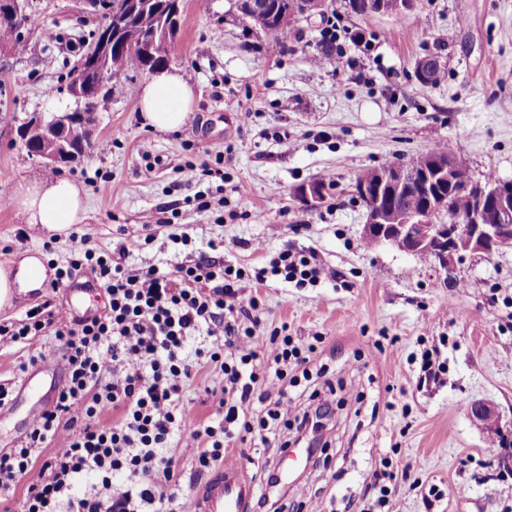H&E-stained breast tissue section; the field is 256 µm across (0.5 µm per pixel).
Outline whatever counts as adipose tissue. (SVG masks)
Listing matches in <instances>:
<instances>
[{
	"label": "adipose tissue",
	"mask_w": 512,
	"mask_h": 512,
	"mask_svg": "<svg viewBox=\"0 0 512 512\" xmlns=\"http://www.w3.org/2000/svg\"><path fill=\"white\" fill-rule=\"evenodd\" d=\"M194 101L193 86L178 71L160 69L140 91L139 112L144 125L174 132L187 124ZM14 200L27 223L53 233L65 232L86 218L81 189L65 177L19 184ZM45 278L46 269L34 256L23 257L8 268L0 267V306L15 294L41 288Z\"/></svg>",
	"instance_id": "ef3b65f1"
}]
</instances>
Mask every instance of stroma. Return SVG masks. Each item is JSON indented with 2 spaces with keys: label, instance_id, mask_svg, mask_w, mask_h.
Returning a JSON list of instances; mask_svg holds the SVG:
<instances>
[{
  "label": "stroma",
  "instance_id": "35a3bbf8",
  "mask_svg": "<svg viewBox=\"0 0 512 512\" xmlns=\"http://www.w3.org/2000/svg\"><path fill=\"white\" fill-rule=\"evenodd\" d=\"M237 0H181L182 25L167 64L193 85L196 99L185 132L143 126L137 87L129 72L123 89L100 101L89 152L58 168L29 156L16 130L29 119L74 109L65 91L69 72L102 22L88 0H27L33 18L25 48L0 44V265L22 256L42 261L56 276L70 257V239L26 224L10 198L18 183L67 177L88 204L78 233L93 247L131 246L127 265L166 270L188 253L237 267L269 263L283 250L310 252L329 275L298 288L268 275L259 294L265 329L287 326L309 344L321 337L314 363L344 404L334 407L324 433L303 432L311 449L306 476L272 488L271 503L301 502L302 512H345L363 499L383 469L404 472L384 512H512V433L489 442L472 422L473 401L493 403L512 420V252L467 259L454 283L433 266L388 244L365 247V209L354 192L357 176L435 147L465 162L475 178L491 173L512 180V0H418L414 11L361 16L347 0H332L324 18L301 21L283 43L244 25ZM346 50L343 66L310 62L329 25ZM439 58L443 78L424 84L419 60ZM232 144L224 192L210 206L184 205L183 167L207 162ZM160 158L145 176L146 157ZM331 176L334 187L316 209L297 190ZM110 178L109 192L94 189ZM243 184L244 195L233 193ZM178 205L174 224L143 229V213ZM187 233L190 245L174 237ZM69 287L43 286L22 305L0 308V321L24 318L51 303L57 319L71 320ZM314 343V342H313ZM432 350L443 372L422 380L421 354ZM28 349L0 335V387L12 404L0 410V451L21 443L31 406L50 407L64 381L28 362ZM218 367L201 369L184 394L187 425L216 411Z\"/></svg>",
  "mask_w": 512,
  "mask_h": 512
}]
</instances>
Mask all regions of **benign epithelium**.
<instances>
[{"label":"benign epithelium","mask_w":512,"mask_h":512,"mask_svg":"<svg viewBox=\"0 0 512 512\" xmlns=\"http://www.w3.org/2000/svg\"><path fill=\"white\" fill-rule=\"evenodd\" d=\"M0 3L7 6L6 12L17 24L20 38H25V0H0ZM415 6V0H377L375 5L367 6L366 13L401 14ZM163 8L169 19L160 23L156 37L145 41L127 32L125 40L131 50L144 56L164 52L171 40V31L180 24V2L168 0ZM113 31L112 27L102 29V37L93 43L71 73L67 93L78 104L91 97L93 78L99 79L108 72ZM39 122L44 139L36 157L48 165L57 166L78 158L70 147L71 141L83 145L89 141L94 113L59 112L43 116ZM458 163L459 160L441 154L431 157L428 166L420 171L411 170L404 163H392L359 175L356 193L367 200L362 238L390 244L412 255L426 253L447 277L454 273L457 263L469 256L512 252V182L472 180L463 188L471 200L469 214L456 220L448 211V196L438 192L436 186L452 183ZM411 189H417L427 197V208L422 214L405 213L382 203L384 199L390 201ZM297 193L304 206L310 209L319 207L328 198V188L316 182L300 187ZM470 417L486 435L502 434V418L492 403L472 402Z\"/></svg>","instance_id":"obj_1"}]
</instances>
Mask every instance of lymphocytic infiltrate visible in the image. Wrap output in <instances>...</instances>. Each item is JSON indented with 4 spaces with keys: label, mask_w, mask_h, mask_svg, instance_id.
I'll return each mask as SVG.
<instances>
[{
    "label": "lymphocytic infiltrate",
    "mask_w": 512,
    "mask_h": 512,
    "mask_svg": "<svg viewBox=\"0 0 512 512\" xmlns=\"http://www.w3.org/2000/svg\"><path fill=\"white\" fill-rule=\"evenodd\" d=\"M70 253L56 286L89 270L108 304L95 316L60 324L36 308L12 327L0 325L28 346L33 365L47 360L38 336L54 332L67 366L53 406L37 415L20 445L0 453V504L25 478L21 512H190L182 471L168 453L174 439L185 435L199 444L202 473L225 462L234 438L285 450L290 425L315 429L330 413L331 398L301 410L288 394L308 376L313 347L277 327L264 351H256L260 300L240 293L245 278L260 285L270 270L299 288L316 283L323 270L306 254L280 252L271 269L251 273L203 255L172 272L133 269L93 248L85 233L72 234ZM200 335L206 347L187 353ZM209 363L223 372L224 386L214 418L190 430L183 395ZM107 410L112 420H102ZM51 443L55 451L41 457Z\"/></svg>",
    "instance_id": "obj_1"
}]
</instances>
